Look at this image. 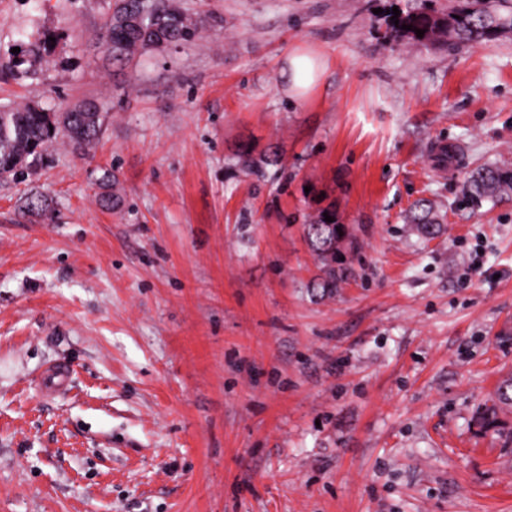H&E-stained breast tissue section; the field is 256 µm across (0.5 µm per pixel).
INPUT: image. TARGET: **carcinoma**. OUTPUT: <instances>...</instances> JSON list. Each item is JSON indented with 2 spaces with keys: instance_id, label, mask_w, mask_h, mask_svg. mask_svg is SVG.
Wrapping results in <instances>:
<instances>
[{
  "instance_id": "1",
  "label": "carcinoma",
  "mask_w": 512,
  "mask_h": 512,
  "mask_svg": "<svg viewBox=\"0 0 512 512\" xmlns=\"http://www.w3.org/2000/svg\"><path fill=\"white\" fill-rule=\"evenodd\" d=\"M411 29L403 30L401 26ZM424 31L417 37L414 29ZM199 21L175 6H157L150 0H115L105 21L101 37L103 51L112 61L126 64L136 56L162 46L188 42L198 36ZM512 31V0H464L446 17L434 19L423 12H409L393 27L397 37H407L418 44L440 41L478 43L503 31ZM49 37L20 49L13 70L25 62V57L44 58L49 49ZM104 123V113L92 101H82L62 112H54L35 102L15 103L0 107V179L26 181L36 175L42 157L58 143L87 154L96 144ZM241 168L258 177L269 166L280 165L272 154L255 158L249 153L238 156ZM512 194V170L499 166L484 167L469 179V197H494ZM333 221H325V216ZM336 211H319L316 218L304 225L310 250L321 264V281L316 290L322 297L336 294L337 288L351 275L348 267L336 256V244L341 239L334 221ZM423 237L440 232V218L431 202L420 200L408 217Z\"/></svg>"
}]
</instances>
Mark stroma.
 I'll use <instances>...</instances> for the list:
<instances>
[{
	"label": "stroma",
	"mask_w": 512,
	"mask_h": 512,
	"mask_svg": "<svg viewBox=\"0 0 512 512\" xmlns=\"http://www.w3.org/2000/svg\"><path fill=\"white\" fill-rule=\"evenodd\" d=\"M174 2L202 36L120 65L113 0H0V63L61 35L0 105L105 112L89 156L0 180V512H512V406L482 421L512 376V196L465 194L512 168V34L391 39L390 9L457 0ZM302 48L326 68L297 100ZM421 199L443 234L405 224ZM327 207L352 275L319 298ZM238 164L248 173L254 174L257 177H264L266 168L268 166L280 165V159L275 154L254 158L249 153H243L238 156ZM499 194H512L511 169L499 166L484 167L471 174L468 194L471 199L494 197ZM70 369L65 365H51L46 367L40 375V384L45 395H55L68 388Z\"/></svg>",
	"instance_id": "obj_1"
}]
</instances>
